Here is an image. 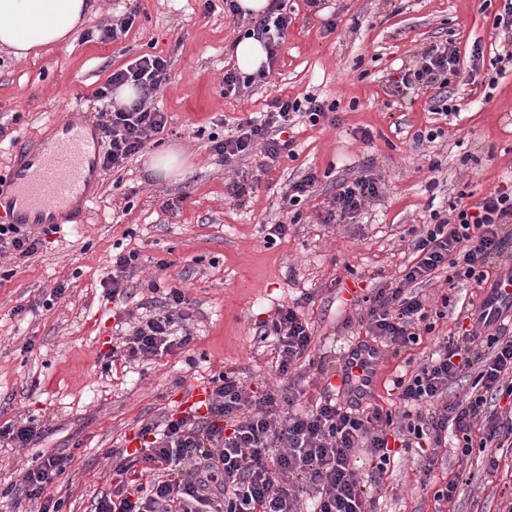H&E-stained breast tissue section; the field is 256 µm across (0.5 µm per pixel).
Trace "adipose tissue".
Returning a JSON list of instances; mask_svg holds the SVG:
<instances>
[{
    "mask_svg": "<svg viewBox=\"0 0 512 512\" xmlns=\"http://www.w3.org/2000/svg\"><path fill=\"white\" fill-rule=\"evenodd\" d=\"M90 10L89 0H0V48L24 57L65 45Z\"/></svg>",
    "mask_w": 512,
    "mask_h": 512,
    "instance_id": "adipose-tissue-1",
    "label": "adipose tissue"
}]
</instances>
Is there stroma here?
Segmentation results:
<instances>
[{"mask_svg": "<svg viewBox=\"0 0 512 512\" xmlns=\"http://www.w3.org/2000/svg\"><path fill=\"white\" fill-rule=\"evenodd\" d=\"M138 2L141 17L121 40L95 33L127 0H94V14L66 45L27 58L0 51V124L10 137L0 145V172L13 144L50 138L72 110H104L96 89L143 54L169 62L157 97L171 120L163 148L187 160L176 179L150 172L151 148L122 169H98L87 223L64 225L32 256L0 257V426L30 420L41 431L27 447L0 446V512H38L11 487L41 454L73 458L51 487L62 512H93L116 485L112 450L137 447L142 423L180 412L186 382L205 386L231 369L249 389L279 383L258 339L260 322L278 308L300 306L312 326L315 363L290 381L319 395L343 348L367 340L363 297L395 286L411 256L409 228L452 202H477L512 176V74L486 86L502 48L493 25L502 0H320L315 8L288 0L291 22L272 74L238 96L224 95V72L237 66L229 47L246 26L225 15L222 0L210 10L205 0ZM436 45L459 56L451 80L459 110L446 117L432 113L428 95L390 80ZM310 94L336 104V121L296 126L293 157L275 167L261 169L256 156L227 163L209 150L211 133L233 132L276 99ZM432 129L434 141H418ZM310 171L319 182L299 206L300 222L266 243L268 225L286 222V185ZM362 176L376 179L378 196L354 218L324 223L340 183ZM132 250L141 263L127 297H113L104 284L112 259ZM154 280L185 293L193 340L125 360L128 322L162 305ZM434 342L427 336L390 354L375 404L391 406V379ZM416 462L413 451L396 456L376 512H433ZM470 471L452 512H502L512 502V458L493 477L479 463Z\"/></svg>", "mask_w": 512, "mask_h": 512, "instance_id": "35a3bbf8", "label": "stroma"}]
</instances>
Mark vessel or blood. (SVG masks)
Instances as JSON below:
<instances>
[{
	"mask_svg": "<svg viewBox=\"0 0 512 512\" xmlns=\"http://www.w3.org/2000/svg\"><path fill=\"white\" fill-rule=\"evenodd\" d=\"M54 131L50 140L27 141L14 149V162L0 182V211L10 223L80 224L90 209L96 161L88 145L97 128L86 115L73 112ZM386 361L378 343L348 345L337 370L338 397L351 402L372 397Z\"/></svg>",
	"mask_w": 512,
	"mask_h": 512,
	"instance_id": "b4317fda",
	"label": "vessel or blood"
}]
</instances>
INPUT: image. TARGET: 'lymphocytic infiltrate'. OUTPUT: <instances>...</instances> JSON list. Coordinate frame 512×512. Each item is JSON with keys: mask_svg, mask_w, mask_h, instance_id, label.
Returning <instances> with one entry per match:
<instances>
[{"mask_svg": "<svg viewBox=\"0 0 512 512\" xmlns=\"http://www.w3.org/2000/svg\"><path fill=\"white\" fill-rule=\"evenodd\" d=\"M290 18L283 0H272L248 33L264 42L276 58ZM458 57L445 48L424 53L414 71L403 73L404 88L431 93L437 113L456 111L447 76L456 74ZM168 62L145 54L116 69L97 91L110 107L96 116L101 129L103 169L122 166L153 146L169 118L154 105L166 82ZM130 85L137 99L112 104L114 91ZM316 126L328 118L318 97L275 100L271 111L237 124L233 135L211 138L210 149L224 159L260 154L263 167L277 163L293 145L286 133L296 118ZM378 194L373 178L341 186L323 218L354 217ZM431 223L414 233V255L404 265L396 287L368 295L366 323L374 341L404 349L433 333L435 319L467 313L471 328L448 332L414 369L395 376L397 411L373 404L346 406L323 391L306 409L297 403L304 392L295 386L245 388L232 373L212 376L203 410L142 424L140 448L113 452L112 469L120 481L98 499L94 512H365L375 505L374 491L394 461L390 438L403 449H420L421 486H434V512H445L460 488L459 476L436 480L441 448L452 447L458 460L485 453L487 473L512 456V412L494 409L493 400L512 397V336L494 325L496 291L512 281V187L495 189L474 206L450 205L447 216L432 213ZM445 274L447 283L467 282L486 292L478 307L454 306L449 296L430 309L414 287ZM183 291L173 287L163 310L138 319L124 334L127 360H147L190 344ZM487 336H479V329ZM269 343L279 376L290 375L308 357L314 336L298 308L278 309L260 329ZM476 381L464 396L450 386L464 370ZM70 457L33 460L20 486L40 512H61L48 493L70 465Z\"/></svg>", "mask_w": 512, "mask_h": 512, "instance_id": "1", "label": "lymphocytic infiltrate"}]
</instances>
